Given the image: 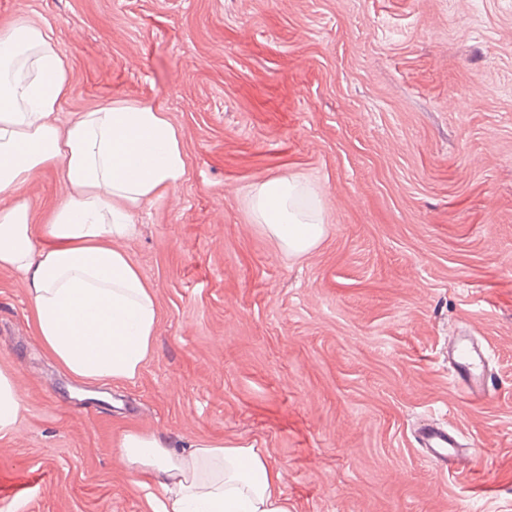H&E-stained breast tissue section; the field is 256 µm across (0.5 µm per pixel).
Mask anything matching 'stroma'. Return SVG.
I'll use <instances>...</instances> for the list:
<instances>
[{"label": "stroma", "instance_id": "stroma-1", "mask_svg": "<svg viewBox=\"0 0 512 512\" xmlns=\"http://www.w3.org/2000/svg\"><path fill=\"white\" fill-rule=\"evenodd\" d=\"M69 65L59 125L114 100L161 104L179 188L123 247L160 322L132 380H78L0 270V371L22 397L0 433V512H157L115 456L137 426L171 448H258L291 512H512V0H0ZM294 175L326 233L288 256L247 193ZM67 189L35 172V216ZM486 347L458 390L448 339ZM438 420L464 468L427 464Z\"/></svg>", "mask_w": 512, "mask_h": 512}]
</instances>
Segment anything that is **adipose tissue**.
Listing matches in <instances>:
<instances>
[{"mask_svg":"<svg viewBox=\"0 0 512 512\" xmlns=\"http://www.w3.org/2000/svg\"><path fill=\"white\" fill-rule=\"evenodd\" d=\"M69 91L48 33L23 19L0 29V269L27 281L33 332L63 369L120 382L138 375L160 322L152 286L122 244L138 210L182 184L186 155L163 109L146 102L113 101L59 130ZM48 168L69 192L38 220L19 189ZM250 204L290 255L325 235L318 194L297 178L255 183ZM117 457L158 487L159 512H290L282 471L251 446L198 440L178 452L133 427Z\"/></svg>","mask_w":512,"mask_h":512,"instance_id":"ef3b65f1","label":"adipose tissue"}]
</instances>
